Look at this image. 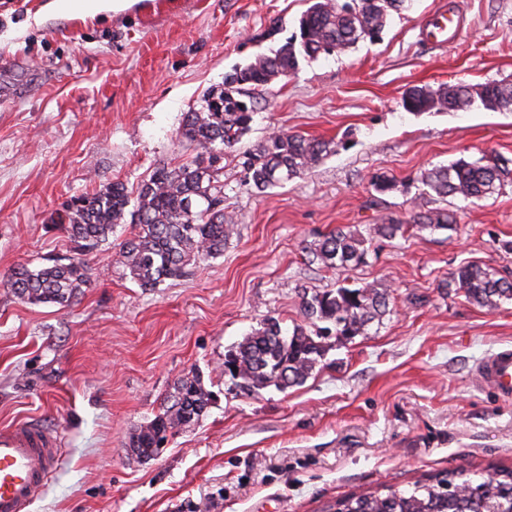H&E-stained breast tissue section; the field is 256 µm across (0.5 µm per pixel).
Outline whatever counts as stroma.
<instances>
[{
    "label": "stroma",
    "mask_w": 512,
    "mask_h": 512,
    "mask_svg": "<svg viewBox=\"0 0 512 512\" xmlns=\"http://www.w3.org/2000/svg\"><path fill=\"white\" fill-rule=\"evenodd\" d=\"M47 0H0V426L30 421L62 438L56 472L28 512H322L337 498L451 470L512 468V401L475 366L512 345V302L489 311L445 287L471 261L512 272V184L451 197L446 231L373 238L363 264L326 269L304 247L382 217L407 219L422 172L512 158V111L414 113V87L512 81V0H407L379 39L300 60L274 81L239 150L272 132L331 141L301 177L259 193L224 164L237 229L222 255L142 288L98 250L90 283L62 309L18 300L20 265L72 253L49 219L72 196L135 190L177 163L186 112L224 76L277 48L309 0H137L107 19L62 18ZM450 6L468 20L454 46L422 28ZM393 181L377 193L373 176ZM377 283L392 312L329 340L304 384L246 395L224 355L267 317L301 321L299 286ZM198 370L215 402L152 458L131 433Z\"/></svg>",
    "instance_id": "obj_1"
}]
</instances>
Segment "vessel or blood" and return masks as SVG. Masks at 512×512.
<instances>
[{"label":"vessel or blood","mask_w":512,"mask_h":512,"mask_svg":"<svg viewBox=\"0 0 512 512\" xmlns=\"http://www.w3.org/2000/svg\"><path fill=\"white\" fill-rule=\"evenodd\" d=\"M461 33L455 14L438 16L432 34L454 43ZM483 387L512 399V347L499 348L476 365ZM58 434L30 422L0 428V512H25L58 465Z\"/></svg>","instance_id":"vessel-or-blood-1"}]
</instances>
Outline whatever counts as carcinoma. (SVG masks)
Returning a JSON list of instances; mask_svg holds the SVG:
<instances>
[{"label": "carcinoma", "mask_w": 512, "mask_h": 512, "mask_svg": "<svg viewBox=\"0 0 512 512\" xmlns=\"http://www.w3.org/2000/svg\"><path fill=\"white\" fill-rule=\"evenodd\" d=\"M405 0H315L299 19V34L268 54L258 55L224 76V85L209 91L185 113L179 143L191 154L180 163L157 166L132 197L126 185H111L71 197L50 223L63 230L74 256L65 263L31 269L21 266L7 280L19 300L67 307L90 279L83 255L109 242L119 226H131L128 237L113 245L116 267L142 288H156L180 278L190 266L224 252L235 231L234 216L224 210V156L249 132L258 95L276 79L290 77L300 59L344 52L366 39L374 40L391 12ZM512 108V82L478 86L444 84L414 88L403 98L412 112L436 109L460 112L478 104L497 111ZM329 150V142L280 131L238 156L244 185L259 193L302 176ZM512 182L508 161L493 157L459 159L424 171L419 197L432 203L449 196L481 200ZM456 223L446 208L414 210L409 219L385 217L369 234L339 230L305 246L312 261L328 269L357 266L365 261L370 235L394 238L408 229L448 230ZM447 287L488 311L512 300V276L466 263L452 273ZM302 322L290 329L269 317L243 336L225 355L224 374L246 394L273 386L281 391L302 384L325 354V340L351 339L390 313L389 289L367 283L326 291L301 289ZM214 400L202 376L189 371L174 386L171 404L137 429L128 447L149 457L168 434L198 421ZM331 512H512V469L493 474L452 470L407 488L389 485L381 491L336 500Z\"/></svg>", "instance_id": "carcinoma-1"}]
</instances>
